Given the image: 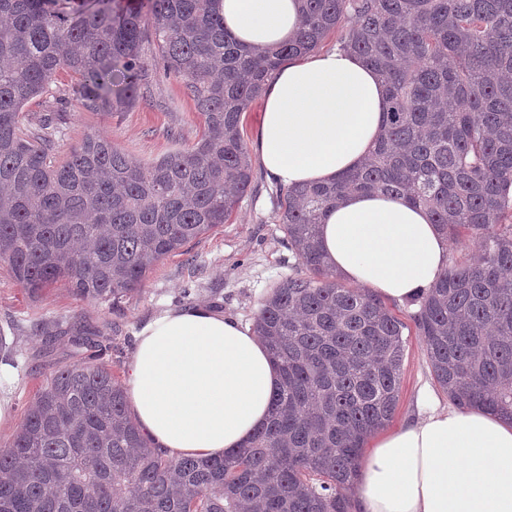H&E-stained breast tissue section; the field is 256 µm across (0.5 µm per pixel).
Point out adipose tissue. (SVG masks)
<instances>
[{
    "label": "adipose tissue",
    "instance_id": "ef3b65f1",
    "mask_svg": "<svg viewBox=\"0 0 512 512\" xmlns=\"http://www.w3.org/2000/svg\"><path fill=\"white\" fill-rule=\"evenodd\" d=\"M301 0H222L224 24L247 46H277L302 23ZM384 85L356 54L292 58L264 93L253 149L290 187L358 167L384 129ZM320 241L344 280L405 303L448 266L427 210L406 197L353 193L330 208ZM279 376L249 326L205 305L164 311L137 335L127 393L150 443L170 455L221 456L267 421ZM377 436L359 461V512H512V421L483 408L435 404Z\"/></svg>",
    "mask_w": 512,
    "mask_h": 512
}]
</instances>
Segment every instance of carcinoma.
<instances>
[{
    "mask_svg": "<svg viewBox=\"0 0 512 512\" xmlns=\"http://www.w3.org/2000/svg\"><path fill=\"white\" fill-rule=\"evenodd\" d=\"M0 0V264L37 300L63 283L118 309L158 263L226 223L253 170L243 112L284 60L332 32L385 85L384 134L357 169L287 188L277 211L299 269L263 300L254 333L279 371L268 422L222 457L152 448L124 386L88 361L55 369L0 449V512H351L365 440L393 419L408 325L342 284L321 216L354 192L404 195L469 255L411 300L434 379L459 409L512 417V0H303L279 46L243 47L221 0ZM150 40L201 119L147 162L96 132L65 157L66 74L87 112L150 94ZM45 97L52 116L29 122ZM77 348L102 347L83 327Z\"/></svg>",
    "mask_w": 512,
    "mask_h": 512,
    "instance_id": "cac0c4a2",
    "label": "carcinoma"
}]
</instances>
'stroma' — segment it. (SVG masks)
Returning a JSON list of instances; mask_svg holds the SVG:
<instances>
[{
	"instance_id": "obj_1",
	"label": "stroma",
	"mask_w": 512,
	"mask_h": 512,
	"mask_svg": "<svg viewBox=\"0 0 512 512\" xmlns=\"http://www.w3.org/2000/svg\"><path fill=\"white\" fill-rule=\"evenodd\" d=\"M66 112V135L59 146L63 153L85 133L95 131L111 137L132 158L151 160L173 150L172 133L188 144L199 131L193 103L172 77H158L148 101L124 112H86L73 99ZM252 169L251 188L231 220L163 259L120 309L77 298L60 285L31 300L0 265V335L13 348L11 357L0 361V373L7 377L0 383V397L9 401L13 414L10 423L0 426V448H6L19 430L34 396L36 376H49L75 360L68 337L46 344L37 325L67 328L81 323L101 330L110 347L98 361L121 381L127 377L137 332L159 311L206 304L253 325L263 299L297 269L298 260L276 222L280 184L268 179L260 163H253ZM433 382L421 338L409 334L392 427L415 417L420 387Z\"/></svg>"
}]
</instances>
